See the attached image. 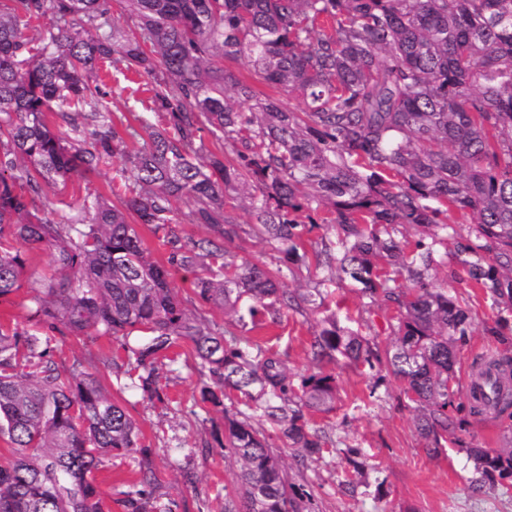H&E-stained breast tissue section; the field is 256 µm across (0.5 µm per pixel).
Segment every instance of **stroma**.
Segmentation results:
<instances>
[{"mask_svg": "<svg viewBox=\"0 0 512 512\" xmlns=\"http://www.w3.org/2000/svg\"><path fill=\"white\" fill-rule=\"evenodd\" d=\"M104 76L100 102L116 116L135 123L147 120L164 128L160 114L146 111L145 80L131 72L114 70L102 62ZM118 164L106 160L97 171L74 178L62 191L49 190L41 207L43 218L54 222L84 220L80 204L86 194L110 195L123 191L116 176ZM439 278L445 279L450 294L463 299L471 311L473 325L466 343L459 347L455 386L465 388L477 361L496 355L501 346L485 332L496 310L489 295L473 288L465 269L453 255H440ZM280 286L297 294L319 287L323 304L317 311L299 313L285 307L281 324L250 332L251 340L281 354L288 362L293 382L316 371L335 375L337 384L334 412L314 415L310 425L332 440L323 458L299 463L296 449L277 440L273 446L290 469L292 480L311 499L313 512H512V478L480 483L470 451L496 448L504 433L512 432V407L482 418L460 409L462 428L458 442L444 443L439 455H429L426 442L417 432V412L404 396L400 383L383 365L374 368L349 367L343 360L315 361L311 344L327 317L339 325L357 330L386 348L397 325L396 312L383 304H370L350 280L327 281L324 270L308 268L301 274L284 272ZM188 342H180L159 359L157 373L161 398L151 401L128 378H116L111 368L93 366V373L124 405L140 427V438L151 450L149 462L158 488L154 512H224V490L235 484V467L225 460L219 441L224 436L221 408L202 403V384L196 360ZM121 354L119 342L109 336L83 343L57 339L55 359L71 367L75 359L104 353ZM360 449L369 468L355 473L348 449ZM140 456L110 458L98 475L110 512H123L119 501L140 469ZM194 468L196 486L183 484V468ZM352 478L355 493L341 490L340 480Z\"/></svg>", "mask_w": 512, "mask_h": 512, "instance_id": "35a3bbf8", "label": "stroma"}]
</instances>
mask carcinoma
<instances>
[{"instance_id":"1","label":"carcinoma","mask_w":512,"mask_h":512,"mask_svg":"<svg viewBox=\"0 0 512 512\" xmlns=\"http://www.w3.org/2000/svg\"><path fill=\"white\" fill-rule=\"evenodd\" d=\"M138 32L107 25L109 0H0V303L28 288L32 333L0 322V512H105L97 474L104 458L139 454L137 422L76 362L53 358L51 334L122 339L125 357L101 356L118 375L159 396L155 364L181 339L193 343L208 378L201 400L224 410V451L238 465L240 491L224 512H309L270 443L276 436L308 458L326 441L307 415L329 413L336 378L319 371L294 387L286 361L232 327L245 317L280 322L291 299L266 265L236 263L226 243L240 228L226 200L248 209L255 232L299 253L307 224L336 226L339 249L316 263L398 309L385 354L369 339L326 320L312 343L317 361L340 355L355 365L385 362L420 411L427 452L460 426L452 415L458 344L469 308L435 280L434 246L448 212L472 216L455 256L499 312L512 314V0H126ZM50 18L38 44L23 34ZM245 59L256 81L302 101L283 107L216 66ZM147 78L150 111L167 128L139 140L131 126L98 108L99 62ZM54 115L79 139L67 142ZM234 158H204L203 133ZM128 177L114 204L84 198L78 224L39 216L46 191L106 158ZM185 204V209L174 203ZM151 228L167 265L143 247L137 225ZM212 236L193 240L181 225ZM422 236L414 248L400 227ZM51 250L54 274L24 282L26 250ZM193 275L201 301L232 317L220 326L187 312L170 269ZM406 273L411 288L395 289ZM486 331L504 346L482 363L495 376L483 406L463 395L473 415L512 403V335L498 316ZM142 341L125 343L133 333ZM482 479L512 477V436L498 448H472ZM156 477L145 466L119 500L124 512H153Z\"/></svg>"}]
</instances>
